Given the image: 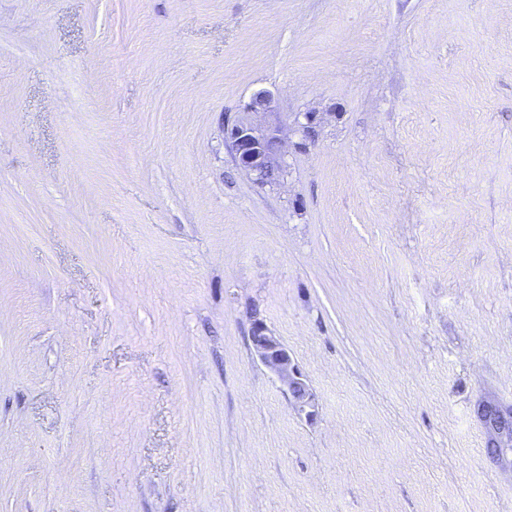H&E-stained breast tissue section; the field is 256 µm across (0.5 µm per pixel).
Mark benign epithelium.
<instances>
[{
  "label": "benign epithelium",
  "mask_w": 512,
  "mask_h": 512,
  "mask_svg": "<svg viewBox=\"0 0 512 512\" xmlns=\"http://www.w3.org/2000/svg\"><path fill=\"white\" fill-rule=\"evenodd\" d=\"M252 113L267 114L273 120L256 123L249 118ZM274 115L276 112L272 96L261 91L253 96L245 108L244 116L224 122L225 140L237 167L261 186L278 182L284 170L281 125ZM318 122L320 117L315 112H297L292 128L296 133L305 134L313 130ZM251 340L256 356L291 396L295 410L307 417L314 416V395L295 366L288 349L260 320L253 323Z\"/></svg>",
  "instance_id": "1"
}]
</instances>
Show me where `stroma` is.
<instances>
[{
  "mask_svg": "<svg viewBox=\"0 0 512 512\" xmlns=\"http://www.w3.org/2000/svg\"><path fill=\"white\" fill-rule=\"evenodd\" d=\"M261 90L265 186L224 142ZM486 404L512 0H0V512H512ZM253 350L260 362L279 380L292 398L295 410L306 417L315 415V398L283 343L260 320L251 330Z\"/></svg>",
  "mask_w": 512,
  "mask_h": 512,
  "instance_id": "stroma-1",
  "label": "stroma"
}]
</instances>
